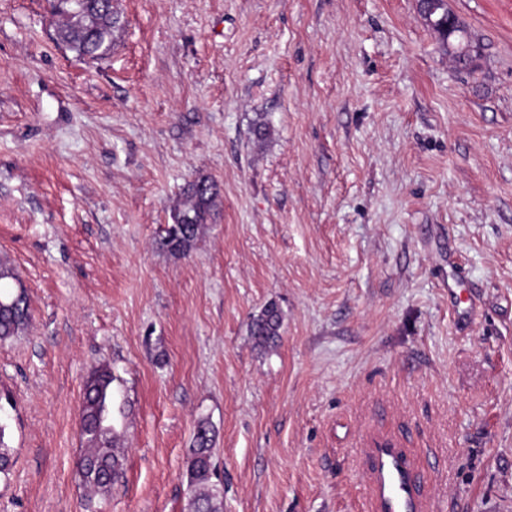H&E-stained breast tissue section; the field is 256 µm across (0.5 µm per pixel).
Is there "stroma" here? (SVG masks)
Returning a JSON list of instances; mask_svg holds the SVG:
<instances>
[{"label":"stroma","mask_w":512,"mask_h":512,"mask_svg":"<svg viewBox=\"0 0 512 512\" xmlns=\"http://www.w3.org/2000/svg\"><path fill=\"white\" fill-rule=\"evenodd\" d=\"M448 6L467 69L417 0H114L100 59L52 0H0V259L32 312L0 341V512H189L202 419L223 512H358L378 436L442 512H512V0ZM199 175L214 218L171 252ZM102 364L124 477L89 511ZM419 10L427 24L438 34L441 42L446 45V47L452 48V55L456 63L463 68L469 67L472 62V52L475 47L473 46L467 28L459 21V27L452 33L447 34L439 28L441 21L448 19V11L452 13L448 8V1L437 0L435 2L431 19L425 16L421 9ZM453 22V18H449L448 26H451ZM282 318L278 307L270 303L250 325V333L258 347L275 346L280 338Z\"/></svg>","instance_id":"stroma-1"}]
</instances>
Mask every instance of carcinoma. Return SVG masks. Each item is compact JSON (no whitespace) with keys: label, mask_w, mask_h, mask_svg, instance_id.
I'll list each match as a JSON object with an SVG mask.
<instances>
[{"label":"carcinoma","mask_w":512,"mask_h":512,"mask_svg":"<svg viewBox=\"0 0 512 512\" xmlns=\"http://www.w3.org/2000/svg\"><path fill=\"white\" fill-rule=\"evenodd\" d=\"M448 0H436L432 16L426 19L441 42L452 49L456 63L467 68L472 62L473 42L467 28L445 33L439 28L448 19ZM57 38L80 56L99 59L111 49L119 24L112 0H83L75 6H54ZM217 188L213 180L200 176L186 190L182 206L171 215L164 244L175 253L187 254L203 224L216 206ZM30 318L29 303L24 292L5 294L0 298V341L18 335ZM282 318L271 303L250 325V333L259 347L276 345L280 338ZM115 377L105 367L93 369L84 383L81 402V428L85 453L79 461L84 484L96 495L107 494L123 473V455L114 447L117 438L112 427V383ZM7 424L0 421V474L10 465V447L6 442ZM212 429L208 421H198L192 448L188 449L187 481L190 512H222L223 497L212 482Z\"/></svg>","instance_id":"obj_1"}]
</instances>
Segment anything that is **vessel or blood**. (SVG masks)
Here are the masks:
<instances>
[{
	"label": "vessel or blood",
	"mask_w": 512,
	"mask_h": 512,
	"mask_svg": "<svg viewBox=\"0 0 512 512\" xmlns=\"http://www.w3.org/2000/svg\"><path fill=\"white\" fill-rule=\"evenodd\" d=\"M367 468L370 512H424L419 475L402 451L388 444L376 445L367 456Z\"/></svg>",
	"instance_id": "b4317fda"
}]
</instances>
